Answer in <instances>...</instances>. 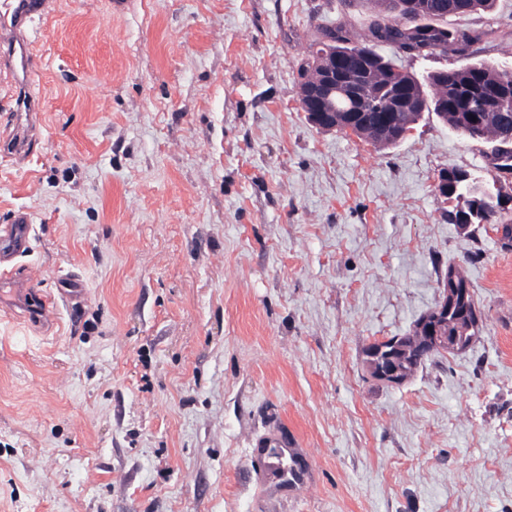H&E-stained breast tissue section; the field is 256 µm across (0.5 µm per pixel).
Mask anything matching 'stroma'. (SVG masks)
Wrapping results in <instances>:
<instances>
[{"mask_svg": "<svg viewBox=\"0 0 512 512\" xmlns=\"http://www.w3.org/2000/svg\"><path fill=\"white\" fill-rule=\"evenodd\" d=\"M126 2L57 0L41 142L0 157L34 287L87 291L48 329L0 303V512H512V243L435 192L485 144L431 113L386 149L310 122L317 27L364 34L365 0ZM448 27L495 35L404 67L512 64V0ZM452 266L476 339L371 378L366 348L409 335ZM271 429L311 456L300 498L249 477Z\"/></svg>", "mask_w": 512, "mask_h": 512, "instance_id": "35a3bbf8", "label": "stroma"}]
</instances>
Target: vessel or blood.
I'll return each instance as SVG.
<instances>
[{
    "label": "vessel or blood",
    "instance_id": "1",
    "mask_svg": "<svg viewBox=\"0 0 512 512\" xmlns=\"http://www.w3.org/2000/svg\"><path fill=\"white\" fill-rule=\"evenodd\" d=\"M54 10L55 0H0V75H8L13 83L10 121L15 127L11 137L0 141V155L19 161L32 155L39 143L36 119L43 103L31 83L38 66L34 26L47 21ZM33 231L31 219L23 211L0 228V288L26 278V270L18 269L14 260L29 251ZM84 295L82 282L71 276L58 294H29L24 301L25 314L32 324L50 325L60 304L80 305ZM251 458L258 482L296 491L306 484L308 463L301 449L289 447L283 435L270 433L257 440Z\"/></svg>",
    "mask_w": 512,
    "mask_h": 512
}]
</instances>
